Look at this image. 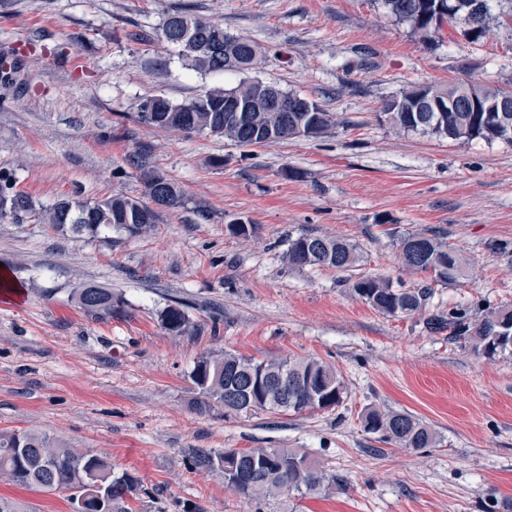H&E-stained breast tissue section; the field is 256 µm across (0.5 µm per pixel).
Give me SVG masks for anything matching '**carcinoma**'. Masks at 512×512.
I'll use <instances>...</instances> for the list:
<instances>
[{
    "label": "carcinoma",
    "mask_w": 512,
    "mask_h": 512,
    "mask_svg": "<svg viewBox=\"0 0 512 512\" xmlns=\"http://www.w3.org/2000/svg\"><path fill=\"white\" fill-rule=\"evenodd\" d=\"M383 6L424 41L434 40L444 25L451 23L462 39L478 42L485 37L493 19L489 0H383ZM161 38L178 50L190 69L205 75L245 73L260 61V50L252 40L229 35L221 25L187 9L167 17ZM454 87L453 83L412 86L383 102L384 120L400 129L450 141L512 144V136L501 131L500 112H478L474 123L468 121V113L450 107L431 113L433 121L426 125L413 124L411 109L424 99L446 103ZM471 90L481 107L509 94L506 89L477 83L471 84ZM228 98L251 105L247 122L224 112V100ZM311 104L315 122L308 128V136L316 138L336 126V115L314 100ZM137 121L178 134L209 133L239 146L267 144L266 134L271 128L276 129L277 143L296 137L294 127L283 124L279 114L264 106L258 80L242 81L232 88L215 85L184 103L156 96L152 107L139 105ZM147 156V151L140 149L133 155L132 165L142 175L147 198L162 200V206L153 211L145 202L123 195L92 202L64 198L49 209L38 210L30 196L14 190L13 176L6 173L0 176V217H32L90 239L112 230L130 236L146 233L157 223L162 210L186 205L178 185L152 169ZM400 255L409 270L430 272L438 282H455L466 273L460 255L434 235L417 233L401 238ZM283 259L294 268L347 270L356 264L357 253L356 247L345 240L301 233L288 238ZM351 292L383 314L406 318L425 312L432 297L428 287L396 288L379 277L355 280ZM72 299L98 319L110 318L121 309L112 290L94 284L73 289ZM163 325L170 332L182 333L189 326V318L181 307L170 306L164 312ZM426 326L434 333L448 332V341L468 346L486 358L512 357V305L488 307L479 317L472 316L463 306L439 310L426 318ZM262 372L270 373L274 380L279 373H287L288 388L270 383L265 402L253 409L255 413H302L316 410L322 402L331 409L342 402L346 390L335 367L319 359L289 356L258 361L228 351H212L202 355L190 373L200 395L194 409L206 414L221 407L226 414L234 413L236 399L230 393V385L247 382ZM361 425L364 432L379 441L405 449L433 448L439 443L437 433L408 412L369 407L361 414ZM192 462L210 474L217 467L232 474L250 471L251 476L240 481L234 492L259 502L344 483L342 475L323 469L298 448L200 449L192 456ZM0 482L35 492L65 493L72 512H130L127 499L137 491L136 479L127 472L116 474L106 457L30 429L0 433Z\"/></svg>",
    "instance_id": "cac0c4a2"
}]
</instances>
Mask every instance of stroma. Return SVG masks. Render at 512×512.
I'll return each instance as SVG.
<instances>
[{"mask_svg":"<svg viewBox=\"0 0 512 512\" xmlns=\"http://www.w3.org/2000/svg\"><path fill=\"white\" fill-rule=\"evenodd\" d=\"M188 7L261 50L255 70L187 69L160 38ZM0 171L36 205L70 196L142 198L130 157L176 182L188 207L150 234L95 240L31 218L0 219V432L34 429L106 456L139 489L132 512H508L512 504V358L489 359L354 296L362 276L428 285L430 309L512 304V145L399 131L384 99L418 85L485 81L512 89V25L468 43L445 26L414 36L379 0H0ZM317 101L338 124L321 138L238 146L136 120L144 99L176 103L241 79ZM206 217H199L196 205ZM234 223L254 226L244 238ZM310 232L355 244L345 272L284 265ZM438 234L461 254L454 283L407 270L398 240ZM94 282L121 299L108 319L69 298ZM182 307L184 333L163 311ZM315 357L346 385L335 408L201 415L190 380L204 353ZM370 406L411 413L438 433L406 450L364 432ZM197 448H300L345 488L263 504L194 468Z\"/></svg>","mask_w":512,"mask_h":512,"instance_id":"35a3bbf8","label":"stroma"}]
</instances>
